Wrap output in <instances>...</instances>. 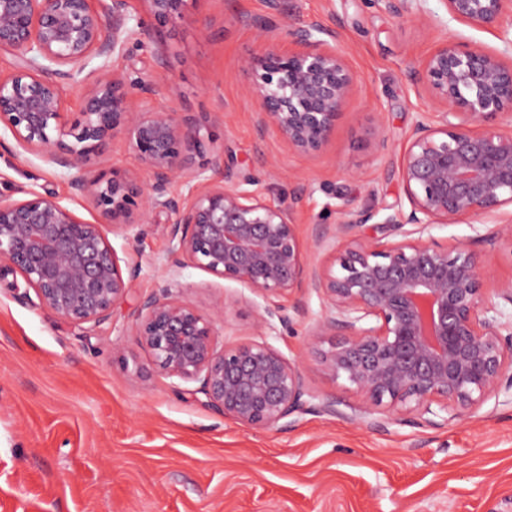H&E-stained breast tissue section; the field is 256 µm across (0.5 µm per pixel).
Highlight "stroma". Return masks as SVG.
Listing matches in <instances>:
<instances>
[{
    "label": "stroma",
    "instance_id": "obj_1",
    "mask_svg": "<svg viewBox=\"0 0 512 512\" xmlns=\"http://www.w3.org/2000/svg\"><path fill=\"white\" fill-rule=\"evenodd\" d=\"M424 15L397 17L383 0H187L176 26L115 58L120 72L163 70L157 108L198 121L194 162L212 182L259 181L271 200L290 203L302 241L337 223L346 204L382 209L403 196L401 160L415 120L439 111L414 75L444 40L504 52L496 34L449 20L440 0ZM270 19V36L253 27ZM321 22L354 74L352 96L325 151L300 155L274 128H260L249 65L266 48L293 50L292 25ZM0 194H51L83 221L100 222L75 195L73 171L0 136ZM143 175L123 136L107 140L85 167ZM166 213L137 241L111 235L120 258L138 264L129 300L91 335L46 309L21 303L13 276L0 279V512H512V391L470 416L433 427L385 408L359 421L361 398L324 373L306 332L326 312L310 288L284 298L301 305L293 331L265 340L296 363L315 399L334 398L338 415L310 412L271 431H254L176 394L148 371L131 329V303L164 275ZM477 218L431 229L439 244L475 250L490 283L512 279V243L487 244ZM185 300L209 307L225 295L218 341L256 337L263 299L189 267Z\"/></svg>",
    "mask_w": 512,
    "mask_h": 512
}]
</instances>
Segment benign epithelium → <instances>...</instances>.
Instances as JSON below:
<instances>
[{
  "mask_svg": "<svg viewBox=\"0 0 512 512\" xmlns=\"http://www.w3.org/2000/svg\"><path fill=\"white\" fill-rule=\"evenodd\" d=\"M0 0V52L17 57L0 78V128L24 150L66 169H82L108 139L120 134L148 179L112 173L79 174L73 190L101 215L138 239L151 215H170L164 258L167 276L130 313L132 330L150 356L148 369L251 430L270 431L314 409L339 414L336 400L309 404L299 368L267 342L217 346V318L226 298L200 308L182 298L178 276L193 267L241 285L265 301L254 321L258 334L292 326L278 299L314 289L329 313L308 332L307 347L323 370L342 379L365 402L396 415L417 413L433 426L461 419L503 389L512 388V281L489 286L469 246L430 240L436 224L480 216L492 225L486 240L512 242V129L491 124L512 112V63L480 48L443 42L416 74L443 104L414 124L401 178L402 203L362 226L372 209H345L338 223L315 229L310 246L337 245L338 257L313 273L291 205L240 184L211 183L192 164L194 116L153 110L149 99L167 89L162 72L127 79L111 59L151 35L131 23V0ZM157 27L182 18L186 0H147ZM400 17L421 11V0H383ZM450 19L492 30L512 48V0H440ZM296 51L275 49L253 62L250 91L258 123L273 126L294 151L323 152L352 93L354 77L322 23L294 26ZM84 86L81 119L67 125V89ZM187 194L172 195L176 180ZM414 229L402 231L403 226ZM139 268L122 263L103 225L81 221L50 195L0 197V277L15 273L37 305L75 327L111 319ZM197 382L194 389L181 384Z\"/></svg>",
  "mask_w": 512,
  "mask_h": 512,
  "instance_id": "benign-epithelium-1",
  "label": "benign epithelium"
}]
</instances>
